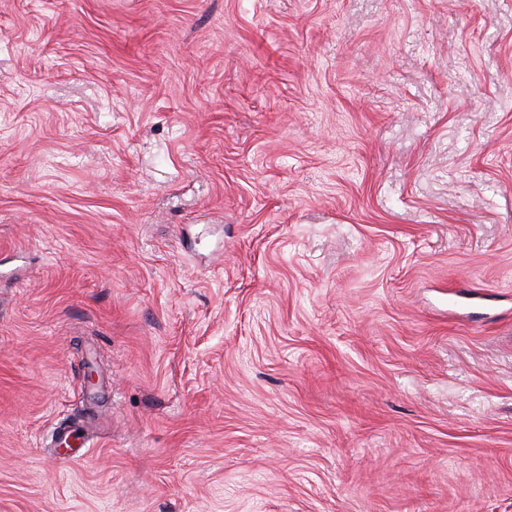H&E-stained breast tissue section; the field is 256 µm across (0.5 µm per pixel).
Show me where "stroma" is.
Returning <instances> with one entry per match:
<instances>
[{"label":"stroma","mask_w":512,"mask_h":512,"mask_svg":"<svg viewBox=\"0 0 512 512\" xmlns=\"http://www.w3.org/2000/svg\"><path fill=\"white\" fill-rule=\"evenodd\" d=\"M0 512H512V0H0Z\"/></svg>","instance_id":"35a3bbf8"}]
</instances>
